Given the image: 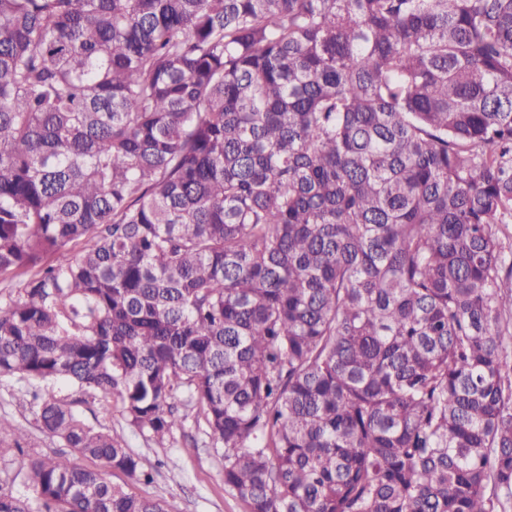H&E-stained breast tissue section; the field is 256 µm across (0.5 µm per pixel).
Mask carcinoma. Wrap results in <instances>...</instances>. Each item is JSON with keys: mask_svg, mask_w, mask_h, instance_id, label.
<instances>
[{"mask_svg": "<svg viewBox=\"0 0 512 512\" xmlns=\"http://www.w3.org/2000/svg\"><path fill=\"white\" fill-rule=\"evenodd\" d=\"M0 277V380L196 411L247 512H512V0H0ZM24 474L0 512H173Z\"/></svg>", "mask_w": 512, "mask_h": 512, "instance_id": "carcinoma-1", "label": "carcinoma"}]
</instances>
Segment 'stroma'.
<instances>
[{"mask_svg":"<svg viewBox=\"0 0 512 512\" xmlns=\"http://www.w3.org/2000/svg\"><path fill=\"white\" fill-rule=\"evenodd\" d=\"M27 389L14 379L0 381V416L28 434L33 451H61V443L39 429L35 407L23 401L21 394ZM37 392L69 404L86 424L122 440L153 474L152 482L145 484L112 472L108 478L113 483L136 495L164 500L173 512H246L245 502L224 484L223 449L214 447L204 425L195 419H187L160 447L130 424L118 400L103 399L65 381L40 386Z\"/></svg>","mask_w":512,"mask_h":512,"instance_id":"obj_1","label":"stroma"}]
</instances>
